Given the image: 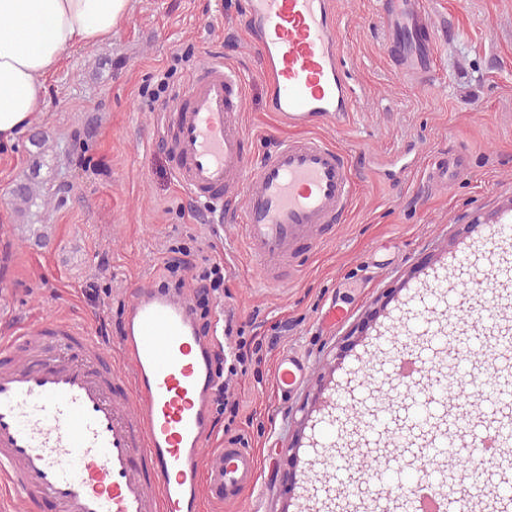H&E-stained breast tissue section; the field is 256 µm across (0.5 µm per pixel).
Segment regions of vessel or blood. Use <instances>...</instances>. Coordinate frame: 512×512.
Returning <instances> with one entry per match:
<instances>
[{
    "mask_svg": "<svg viewBox=\"0 0 512 512\" xmlns=\"http://www.w3.org/2000/svg\"><path fill=\"white\" fill-rule=\"evenodd\" d=\"M387 46L399 70L422 84L441 21L415 0H381ZM246 26L264 60L270 111L306 127L348 113L332 0H248ZM241 74L211 61L192 76L164 116L175 172L211 207L242 196V227L267 284L298 246L349 206L354 182L344 154L316 136L279 143L256 159L242 129ZM464 155L432 163L435 186L455 183ZM119 345L131 373L116 369L97 338L51 319L0 344V488L59 512H203L238 499L258 479L257 461L229 438L201 466L223 385L215 351L198 334L194 311L171 288L146 281L128 301ZM305 378L283 352L281 399Z\"/></svg>",
    "mask_w": 512,
    "mask_h": 512,
    "instance_id": "obj_1",
    "label": "vessel or blood"
}]
</instances>
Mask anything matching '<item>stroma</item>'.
Segmentation results:
<instances>
[{
	"label": "stroma",
	"instance_id": "35a3bbf8",
	"mask_svg": "<svg viewBox=\"0 0 512 512\" xmlns=\"http://www.w3.org/2000/svg\"><path fill=\"white\" fill-rule=\"evenodd\" d=\"M422 2L448 23L425 85L390 61L379 0H334L351 112L343 126L303 129L267 106L260 57L241 21L245 0H130L110 40L63 55L45 79L41 114L0 147V342L61 318L99 337L130 370L115 338L133 289L147 278L168 282L177 248L223 255L224 284L209 303L234 317L224 339L230 408L202 456L225 438H244L259 478L239 501L205 512H299L283 494L288 464L278 451L299 437L300 408L335 366L338 343L429 258L483 242L489 228L473 215L512 205V0ZM214 59L247 78L242 123L257 155L316 135L351 166L349 210L317 245L299 246L275 287L247 251L240 200L226 201L222 228L190 218L202 204L179 182L161 130L158 74L169 72L166 97H174ZM38 133L45 141L36 145ZM451 151L466 155L469 172L436 188L425 167ZM22 183L36 188L25 205L13 196ZM333 308L341 320L328 319ZM255 336L272 351L263 363H239L241 342ZM285 350L308 374L283 402L274 383Z\"/></svg>",
	"mask_w": 512,
	"mask_h": 512
}]
</instances>
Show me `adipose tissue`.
<instances>
[{"mask_svg":"<svg viewBox=\"0 0 512 512\" xmlns=\"http://www.w3.org/2000/svg\"><path fill=\"white\" fill-rule=\"evenodd\" d=\"M130 0H0V144L42 110L44 76L77 44L111 39Z\"/></svg>","mask_w":512,"mask_h":512,"instance_id":"ef3b65f1","label":"adipose tissue"}]
</instances>
